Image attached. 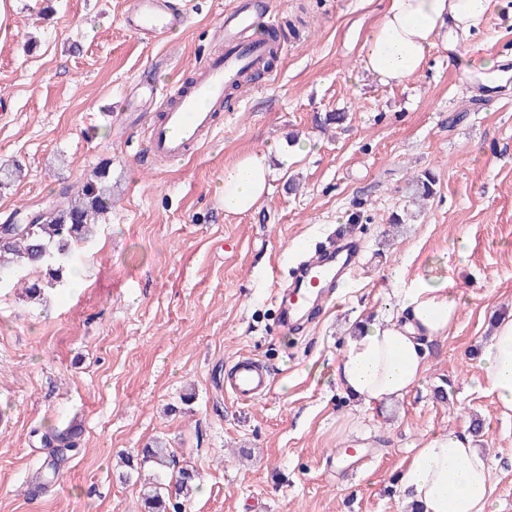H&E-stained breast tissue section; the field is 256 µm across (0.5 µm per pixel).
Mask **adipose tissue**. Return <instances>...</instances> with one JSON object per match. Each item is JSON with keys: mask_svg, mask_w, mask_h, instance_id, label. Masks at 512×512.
I'll list each match as a JSON object with an SVG mask.
<instances>
[{"mask_svg": "<svg viewBox=\"0 0 512 512\" xmlns=\"http://www.w3.org/2000/svg\"><path fill=\"white\" fill-rule=\"evenodd\" d=\"M491 0H388L362 46V66L380 82L420 73L436 36L477 29ZM268 154L257 151L224 169V211L254 210L269 190ZM465 298L451 278L421 281L397 292L394 316L364 323L336 363L337 383L370 406L403 398L423 381L427 345L447 337ZM483 379L497 403L512 411V319L494 324L481 357ZM491 459L467 430L423 440L401 467L397 489L414 512H496Z\"/></svg>", "mask_w": 512, "mask_h": 512, "instance_id": "obj_1", "label": "adipose tissue"}]
</instances>
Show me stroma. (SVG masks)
<instances>
[{"label":"stroma","instance_id":"1","mask_svg":"<svg viewBox=\"0 0 512 512\" xmlns=\"http://www.w3.org/2000/svg\"><path fill=\"white\" fill-rule=\"evenodd\" d=\"M171 2L189 23L146 40L124 24L131 0H0V163L23 167L0 188V225L103 163L114 197L62 283L33 300L0 282V512H140L153 468L122 458L156 440L203 477L185 512H409L392 483L412 448L476 419L495 508L512 512V413L478 384L493 318L512 317V88H476L485 60L512 67V0H491L465 66L439 44L391 84L361 66L387 0H259L296 34L232 93L211 139L149 163L126 96L142 80L183 87L223 53L232 0ZM328 112L347 119L321 129ZM300 140L313 148L298 157ZM265 149V200L225 214V166ZM426 170L435 194L417 212L406 185ZM330 235L354 237L361 266L311 322L279 332L272 297L297 247ZM445 273L467 302L430 343L421 385L386 406L344 393L333 370L355 325ZM241 355L272 373L249 404L224 391ZM70 426L77 453L39 485L43 433ZM350 447L367 451L354 475L332 462Z\"/></svg>","mask_w":512,"mask_h":512}]
</instances>
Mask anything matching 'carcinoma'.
Returning a JSON list of instances; mask_svg holds the SVG:
<instances>
[{
    "label": "carcinoma",
    "instance_id": "1",
    "mask_svg": "<svg viewBox=\"0 0 512 512\" xmlns=\"http://www.w3.org/2000/svg\"><path fill=\"white\" fill-rule=\"evenodd\" d=\"M22 174V166L14 162L0 165V186H8ZM436 179L424 171L409 179L408 190L415 199H427L435 193ZM112 209V180L107 167H98L77 188L65 189L62 206L48 208V214L34 224L16 229L13 224L0 225V278L14 275L22 267H44L48 285L62 282L63 271L69 266L75 247L94 236L100 215ZM44 444L50 448L72 450V433L53 431L43 434ZM153 462L169 467L174 462L168 448L155 444L142 449L141 463ZM200 474L182 468L175 475V495L189 498ZM167 488L151 486L142 500L145 512H179V505L166 494Z\"/></svg>",
    "mask_w": 512,
    "mask_h": 512
}]
</instances>
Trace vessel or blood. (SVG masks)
Listing matches in <instances>:
<instances>
[{
    "instance_id": "obj_1",
    "label": "vessel or blood",
    "mask_w": 512,
    "mask_h": 512,
    "mask_svg": "<svg viewBox=\"0 0 512 512\" xmlns=\"http://www.w3.org/2000/svg\"><path fill=\"white\" fill-rule=\"evenodd\" d=\"M256 13V0H236L235 6L225 12L220 26L224 52L204 63L191 88H160L149 82L138 83L136 96L126 104L129 111L144 112L157 103L163 106L162 117L146 124L151 154L165 159L184 156L204 135L212 132L213 110L223 106L225 89L239 80L242 71H265L268 48L247 37ZM188 20L187 13L168 5L167 0H136L125 23L135 33L156 39L186 25ZM359 258L358 245L345 239L315 251L298 266L287 287L275 294L278 325L284 329L296 328L308 310L332 299L343 274L358 268ZM226 386L237 400L249 402L269 390L271 377L262 364L242 357L234 364Z\"/></svg>"
}]
</instances>
